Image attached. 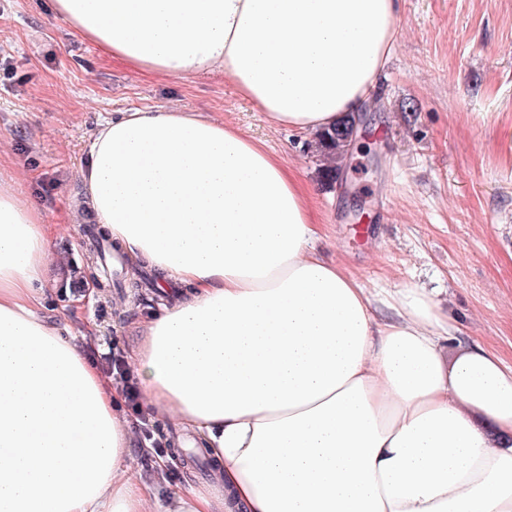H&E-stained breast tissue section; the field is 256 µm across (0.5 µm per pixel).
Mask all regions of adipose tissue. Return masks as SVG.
Instances as JSON below:
<instances>
[{
    "label": "adipose tissue",
    "mask_w": 512,
    "mask_h": 512,
    "mask_svg": "<svg viewBox=\"0 0 512 512\" xmlns=\"http://www.w3.org/2000/svg\"><path fill=\"white\" fill-rule=\"evenodd\" d=\"M400 0H55L100 49L223 72L303 133L364 110ZM85 204L181 301L130 353L143 403L195 429L214 482L160 502L122 391L42 312L56 225L0 182V512H512V366L444 345L439 301L370 292L316 251L311 199L264 145L197 112L89 137ZM121 410L124 412L136 425V435H135V443L133 445V449L131 450L128 464L134 470L142 473V474H150L154 471L155 459L157 456L155 451L151 449L142 450L141 448H146L143 443V435L140 432V424L137 422L136 417L139 416L131 415L124 406V400L121 401Z\"/></svg>",
    "instance_id": "ef3b65f1"
}]
</instances>
